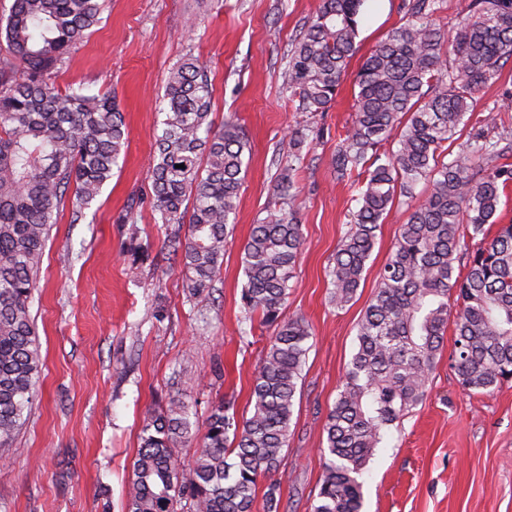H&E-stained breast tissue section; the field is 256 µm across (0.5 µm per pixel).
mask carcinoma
<instances>
[{
  "label": "carcinoma",
  "mask_w": 512,
  "mask_h": 512,
  "mask_svg": "<svg viewBox=\"0 0 512 512\" xmlns=\"http://www.w3.org/2000/svg\"><path fill=\"white\" fill-rule=\"evenodd\" d=\"M365 2L323 0L296 35L282 78L299 110L323 112L335 99L358 51ZM401 9L403 23L357 73L354 117L331 157L338 178L352 180L358 205L330 270L336 307L355 298L393 208L405 205L410 215L327 413L324 476L311 512H362L366 467L390 426L426 397L451 312L462 387L491 392L512 381V224L498 223L512 182V141L500 148L487 140L485 130L500 116L473 111L476 95L512 62V0H471L453 34L433 23L443 0H403ZM102 10V0H13L0 19L1 443L31 408L42 370L30 307L49 225L70 193L71 223L83 219L128 145L111 95L63 92L46 79ZM163 101L151 167L154 209L176 226L165 246L186 271L188 294L197 296L213 286L224 261L250 145L234 116L214 127L209 67L198 58L170 70ZM464 130L466 149L455 154L448 142ZM391 137L396 149L386 151ZM305 142V134L291 133L274 207L243 247V320L257 315L274 328L255 373L252 411L239 420L220 400L201 428L179 396L147 412L126 512H255L259 477L279 466L311 338L304 317L282 318L304 245L292 161ZM424 181L430 190L420 198L415 189ZM463 260L464 274L457 271ZM195 437L200 451L186 474L178 449ZM280 498L274 480L263 512H279Z\"/></svg>",
  "instance_id": "cac0c4a2"
}]
</instances>
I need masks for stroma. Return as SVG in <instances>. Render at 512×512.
Segmentation results:
<instances>
[{"instance_id": "1", "label": "stroma", "mask_w": 512, "mask_h": 512, "mask_svg": "<svg viewBox=\"0 0 512 512\" xmlns=\"http://www.w3.org/2000/svg\"><path fill=\"white\" fill-rule=\"evenodd\" d=\"M402 0H369L359 58L403 19ZM322 0H106L100 23L51 74L61 88L112 93L129 130L124 163L80 223L63 211L51 225L33 293L43 367L38 395L11 442L0 447V512H124L143 416L182 396L199 418L213 402L250 414L255 370L272 334L241 333V253L272 202L276 161L290 132L308 140L297 163L304 238L284 314L312 331L274 477L279 512H309L323 478V425L357 346L358 323L400 224L378 232L365 279L348 306L330 301L328 275L356 209L331 155L354 115L353 74L323 112L289 101L282 72L291 41ZM210 67L214 124L236 115L252 147L236 223L209 294L190 298L182 265L168 259L149 171L161 127L159 98L186 54ZM495 109L512 128V63L483 88L477 111ZM139 246L144 259L131 264ZM446 335L421 404L377 448L363 477L362 512H512V382L494 392L463 389Z\"/></svg>"}]
</instances>
